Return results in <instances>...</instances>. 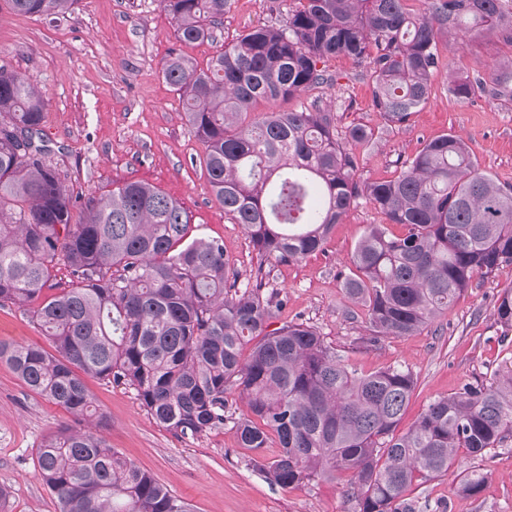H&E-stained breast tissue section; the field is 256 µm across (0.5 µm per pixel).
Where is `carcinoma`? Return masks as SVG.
<instances>
[{
	"mask_svg": "<svg viewBox=\"0 0 512 512\" xmlns=\"http://www.w3.org/2000/svg\"><path fill=\"white\" fill-rule=\"evenodd\" d=\"M77 0H6L21 15L68 14ZM297 0L277 27L227 43L204 68L172 49L162 76L183 101L201 164L224 213L260 258L241 287L224 243L191 237L187 211L141 182L99 198L72 195L46 160L45 100L32 81L0 65V306L24 313L52 344L0 342V361L26 387L87 427L44 440L37 467L60 512H191L153 476L111 447L81 374L134 389L143 409L180 438L231 420L253 466L274 485L349 475L355 512H416L406 492L483 458L512 432V367L490 385H465L427 406L404 433L398 424L417 385L402 367L363 375L342 363L312 326L270 329L281 302L262 294L263 265L288 264L324 248L332 229L364 199L386 218L352 255L345 292L366 308L363 343L410 336L447 311L477 274L512 263V185L480 170L465 141L441 135L384 180L357 177L374 130L340 132L333 113L264 112L335 83L321 67L345 56L367 63L371 105L388 127L427 103L440 64L439 37L496 32L512 41V0ZM181 44L212 36L230 0H160ZM462 98L512 100V59L491 81L458 77ZM83 214L71 223V211ZM404 232L393 235L387 225ZM63 265L67 286L55 282ZM512 326V287L494 305ZM248 415L226 414L227 394ZM278 453L264 455L271 439ZM487 476L461 473L475 497Z\"/></svg>",
	"mask_w": 512,
	"mask_h": 512,
	"instance_id": "1",
	"label": "carcinoma"
}]
</instances>
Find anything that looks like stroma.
<instances>
[{"label":"stroma","mask_w":512,"mask_h":512,"mask_svg":"<svg viewBox=\"0 0 512 512\" xmlns=\"http://www.w3.org/2000/svg\"><path fill=\"white\" fill-rule=\"evenodd\" d=\"M292 0H231L212 39L178 46L170 16L159 0H78L71 14L17 15L0 0V65L28 76L47 102L43 137L51 163L73 195L101 197L140 181L177 200L189 212L195 234L224 243L239 284L255 282L259 260L246 231L215 198L199 164L205 147L190 133L182 101L161 74L173 48L206 67L225 43L259 26H277ZM441 65L428 102L403 125L384 129L371 107L365 68L344 56L326 60L339 80L274 103L277 111L328 108L339 130L365 125L377 130L361 156L359 174L368 180L397 175L399 162L442 134L462 137L480 169L512 183V102L450 93L452 78L477 74L491 79L497 63L512 59V43L499 35L439 41ZM385 222L359 201L336 225L323 251L272 266L263 293L284 306L271 321L293 318L316 328L341 359L369 374L392 365L410 369L416 389L399 423L406 432L434 399L464 384H487L512 366V326L500 324L494 302L512 287V264L475 277L458 301L420 332L388 337L366 347L365 311L343 288L351 256L368 225ZM0 341L47 346L43 333L14 306L0 307ZM84 382L99 412L109 420L104 436L196 512H353L346 478L336 474L284 489L269 484L251 465L232 426L194 439L160 427L141 407L133 389L95 377ZM65 410L30 391L0 363V486L10 492L9 512H57L37 470L44 439L74 426ZM488 475L478 497L458 490V470L417 481L407 496L426 512H512V435L479 463Z\"/></svg>","instance_id":"stroma-1"}]
</instances>
